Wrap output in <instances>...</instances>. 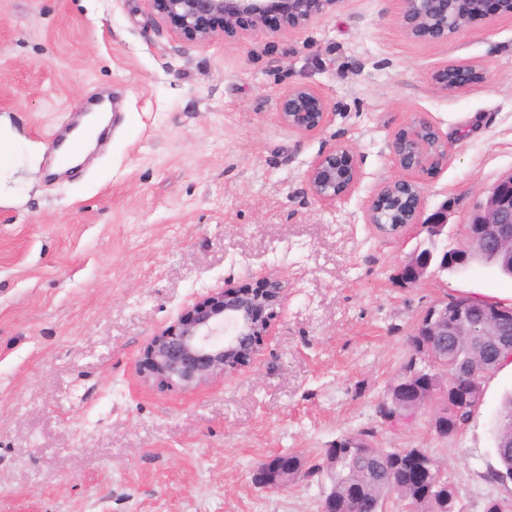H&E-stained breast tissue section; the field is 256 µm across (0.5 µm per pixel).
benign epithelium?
Returning a JSON list of instances; mask_svg holds the SVG:
<instances>
[{
  "label": "benign epithelium",
  "instance_id": "obj_1",
  "mask_svg": "<svg viewBox=\"0 0 512 512\" xmlns=\"http://www.w3.org/2000/svg\"><path fill=\"white\" fill-rule=\"evenodd\" d=\"M157 22L180 40L203 44L218 35L240 39L246 30L263 31L269 16L279 18V30L297 31L336 7L340 0H144ZM404 0L400 24L415 39L448 40V10L463 6L473 10L469 24L488 22L501 12L512 13V0ZM249 28L242 27L243 21ZM482 80V73L471 66L453 65L436 79L445 93H456ZM335 111L329 99L317 88L298 84L279 97L280 122L300 136L319 131ZM389 149L393 162L407 172L429 174L448 161V143L426 119L419 118L395 132ZM361 180L358 159L352 148L336 144L319 154L309 166L306 184L311 195L325 205H334L353 193ZM423 190L413 177L384 182L370 197L365 219L379 223L378 215L393 206L402 215L400 223L386 235H397L415 226L440 236L448 223V206L425 215ZM491 243L496 254L512 263V173L501 178L485 197L476 203L469 227L457 247L449 250V261L458 264L472 257L473 249ZM432 254L412 253L399 267L397 276L405 285L424 277ZM284 279L270 273L258 289L239 288L230 282L198 297L173 322L153 336L143 350L140 367L145 381L166 389L192 391L218 378L236 373L252 364L271 335L277 308L284 299ZM485 308L483 301L469 295L456 296V304L443 298L431 305L416 325V336H452L467 332L485 335L483 320L473 313ZM488 315L500 324L512 323V304L490 305ZM424 363L405 370L407 379H417L436 367L438 346L422 345ZM267 489H282L288 484V465L263 468L258 473Z\"/></svg>",
  "mask_w": 512,
  "mask_h": 512
}]
</instances>
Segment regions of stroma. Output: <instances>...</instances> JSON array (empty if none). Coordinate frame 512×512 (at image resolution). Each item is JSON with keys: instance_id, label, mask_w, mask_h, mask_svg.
<instances>
[{"instance_id": "stroma-1", "label": "stroma", "mask_w": 512, "mask_h": 512, "mask_svg": "<svg viewBox=\"0 0 512 512\" xmlns=\"http://www.w3.org/2000/svg\"><path fill=\"white\" fill-rule=\"evenodd\" d=\"M403 0H339L300 31L186 43L143 0H0V136L14 143L0 189V512H320L324 483L254 481L278 453L317 460L342 434L424 448L464 512L512 498L493 421L512 370L483 380L455 439L426 416L384 427L376 405L429 306L466 294L512 302L487 267L395 277L421 241L365 220L373 191L404 172L391 136L426 117L448 163L421 175L424 210L448 209L462 240L475 204L512 173V15L435 43L408 37ZM473 65L481 82L445 95L435 77ZM335 110L299 136L278 119L292 86ZM112 121L81 171H53L55 143L89 106ZM350 145L356 191L316 201L305 174ZM283 276L261 355L191 393L145 385L149 339L196 297Z\"/></svg>"}]
</instances>
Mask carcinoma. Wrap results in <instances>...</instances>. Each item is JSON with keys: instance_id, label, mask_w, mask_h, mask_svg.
Here are the masks:
<instances>
[{"instance_id": "obj_1", "label": "carcinoma", "mask_w": 512, "mask_h": 512, "mask_svg": "<svg viewBox=\"0 0 512 512\" xmlns=\"http://www.w3.org/2000/svg\"><path fill=\"white\" fill-rule=\"evenodd\" d=\"M440 342L444 356L437 373L420 382H407L403 370L418 358L422 342ZM410 357L401 365L377 404V413L397 402L405 403L403 413L417 416L431 413L432 392H441L440 401L448 405V438L455 437L470 420L482 402L484 388L471 382L474 374L481 376L500 368L502 357L496 352L497 342L481 336H408ZM374 432L353 430L340 436L334 448L324 449L321 457L309 464L299 455L288 453V483L298 480L328 479L336 487V503L345 504L351 486L358 487V499L348 512H385L393 502L394 512H464L458 487L440 475L431 465L432 456L423 448L408 453V461L399 463L398 448H373ZM357 445L365 452L347 456L345 447ZM336 453V471L324 467L326 458ZM495 453L500 467H490L483 478L491 483L512 482V394L501 403L496 421Z\"/></svg>"}]
</instances>
